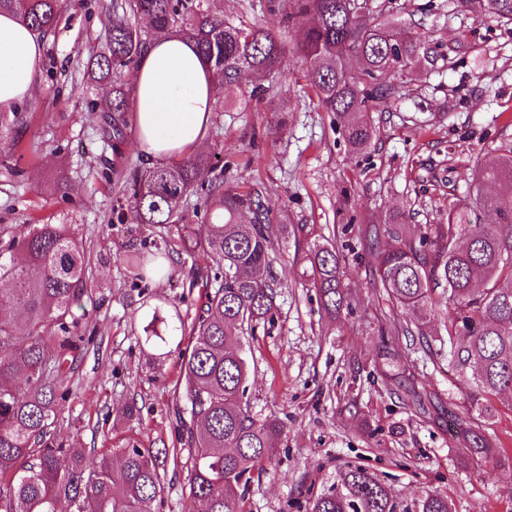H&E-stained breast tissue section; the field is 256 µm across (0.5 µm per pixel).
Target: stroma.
Returning a JSON list of instances; mask_svg holds the SVG:
<instances>
[{"instance_id": "stroma-1", "label": "stroma", "mask_w": 512, "mask_h": 512, "mask_svg": "<svg viewBox=\"0 0 512 512\" xmlns=\"http://www.w3.org/2000/svg\"><path fill=\"white\" fill-rule=\"evenodd\" d=\"M110 4L62 0L34 97L19 108V144L0 155V260L31 224H66L83 241L92 293L83 324L93 341L78 353L76 392L53 433L65 448H109L126 437L177 449L156 512H189L190 450L174 414L178 355H157L140 336L156 304L193 322L203 294L189 282L210 262L182 250L177 225L122 224L112 212L117 187L103 170L145 160L131 128L109 139L84 76L106 42ZM204 5L225 22L260 24L290 46L303 37L265 0ZM384 7L385 16L423 33L427 53L398 78L390 110L373 113L379 134L369 155L348 150L296 55L270 76L262 98L251 97L246 73L222 90L199 148L221 153L225 187L259 194L271 218L278 296L271 322L244 342L247 400L256 419L276 418L285 428L247 489L246 512H307L311 495L350 464L370 468L405 505L440 491L455 512H512V470L473 467L461 450L453 420L469 401L447 359L401 345L427 393L420 410L394 397V382L377 372L380 330L394 310L373 287L380 247L363 237L392 211L408 214L414 233L443 222L449 203L464 202L477 155L512 143V25L474 19L456 0ZM349 243L344 286L354 303L334 321L320 310L308 254ZM133 251L165 254L167 275L135 279L125 261Z\"/></svg>"}]
</instances>
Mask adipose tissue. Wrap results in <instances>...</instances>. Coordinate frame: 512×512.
I'll use <instances>...</instances> for the list:
<instances>
[{"mask_svg": "<svg viewBox=\"0 0 512 512\" xmlns=\"http://www.w3.org/2000/svg\"><path fill=\"white\" fill-rule=\"evenodd\" d=\"M46 47L14 11L0 12V108L31 100ZM213 77L181 38L147 44L133 71L131 112L138 150L151 162L180 159L203 141L215 100Z\"/></svg>", "mask_w": 512, "mask_h": 512, "instance_id": "1", "label": "adipose tissue"}]
</instances>
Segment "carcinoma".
<instances>
[{
	"instance_id": "1",
	"label": "carcinoma",
	"mask_w": 512,
	"mask_h": 512,
	"mask_svg": "<svg viewBox=\"0 0 512 512\" xmlns=\"http://www.w3.org/2000/svg\"><path fill=\"white\" fill-rule=\"evenodd\" d=\"M476 18L512 24V0H456ZM270 12L305 27L295 53L306 63L305 78L325 112L339 120L349 149L367 154L377 136L369 113L385 112L397 94L394 81L421 59L425 40L399 25L377 20L376 0H266ZM46 34L60 15L58 0H0ZM150 23L155 39H189L219 84H232L243 72L254 91L288 57V46L271 30L234 26L202 9L201 0H115L111 36L87 66L89 83L101 91L96 106L110 120L113 139L123 135L131 88L116 72L136 63L146 40L129 16ZM20 122L19 113L0 110V141ZM220 160L190 155L177 162L132 168L118 180V208L136 224H180L181 240L213 262L202 288L205 304L191 330L189 350L179 352L177 412L183 436L193 448L191 502L203 512H244L243 492L263 470L274 437L284 425L257 420L246 399L249 362L244 335L273 317L277 297L272 275L274 244L268 210L250 194L224 189L216 174ZM474 181L512 184V148L487 152L475 162ZM205 186L211 223L194 225L180 209L194 187ZM247 207L253 221L242 224ZM402 213L365 236L386 247L379 253L373 280L392 305L410 314L383 331L380 373L402 385L410 366L397 344L418 337L423 354L436 356L433 342L448 347V362L460 372L470 409L463 427L466 449L476 466L508 456L484 431L494 415L493 399L512 390V192L470 195L448 206L441 224H427L416 236ZM21 261L0 262V278L12 288L0 306H17L22 319L0 318V512H155L163 492L160 474L169 450L141 448L128 439L114 448L88 452L62 448L51 432L61 411L75 354L85 341L81 317L88 296L85 250L68 224H34L13 241ZM321 310L337 319L352 301L343 286L344 258L333 247L317 246L308 255ZM141 278L161 270L157 256H126ZM448 314L447 335L429 337L422 325L432 312ZM142 343L161 354L182 327L155 306L147 315ZM119 457V469L112 466ZM308 512H403L389 487L363 465L347 467L335 484L313 496ZM412 512H454L452 500L428 492Z\"/></svg>"
}]
</instances>
